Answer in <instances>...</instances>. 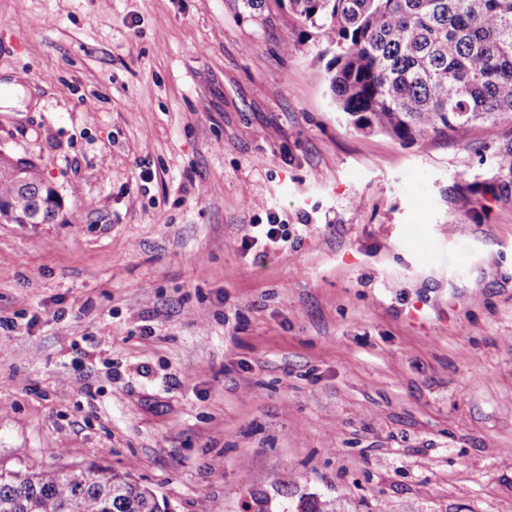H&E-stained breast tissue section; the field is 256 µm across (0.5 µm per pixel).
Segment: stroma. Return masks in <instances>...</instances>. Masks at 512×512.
Returning a JSON list of instances; mask_svg holds the SVG:
<instances>
[{
  "label": "stroma",
  "instance_id": "35a3bbf8",
  "mask_svg": "<svg viewBox=\"0 0 512 512\" xmlns=\"http://www.w3.org/2000/svg\"><path fill=\"white\" fill-rule=\"evenodd\" d=\"M332 56L276 0H0V150L64 214L0 223V471L100 464L172 512H512V124L356 131ZM252 227L257 229L256 235L243 236L239 245L241 250L250 251L258 244L259 238L275 245L288 242V230L284 224H254Z\"/></svg>",
  "mask_w": 512,
  "mask_h": 512
}]
</instances>
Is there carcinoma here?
<instances>
[{
    "mask_svg": "<svg viewBox=\"0 0 512 512\" xmlns=\"http://www.w3.org/2000/svg\"><path fill=\"white\" fill-rule=\"evenodd\" d=\"M337 52L327 64L335 107L363 133L407 145L465 140L512 122V0H288ZM4 222L63 220L36 165L0 151ZM127 474L102 467L0 473V512H167Z\"/></svg>",
    "mask_w": 512,
    "mask_h": 512,
    "instance_id": "carcinoma-1",
    "label": "carcinoma"
}]
</instances>
